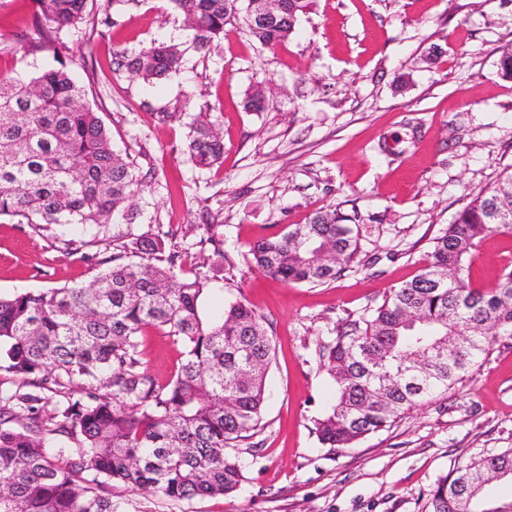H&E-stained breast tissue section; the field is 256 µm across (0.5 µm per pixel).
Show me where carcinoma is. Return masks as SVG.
I'll use <instances>...</instances> for the list:
<instances>
[{
	"mask_svg": "<svg viewBox=\"0 0 512 512\" xmlns=\"http://www.w3.org/2000/svg\"><path fill=\"white\" fill-rule=\"evenodd\" d=\"M15 39L56 65L29 78L0 79V219L18 224L96 226L138 260L112 266L75 287L0 295V512H116L112 488L159 493L177 502L231 495L246 476L225 449L261 423L275 355L263 317L231 299L218 318L205 310L211 279L182 277L178 252L165 251L156 225L139 234L130 220L146 177L114 150L99 113L66 61L62 34L90 17L89 0H35ZM184 16L189 47L210 52L228 25L263 47L285 41L313 0H284L281 22L251 20L247 0H171ZM185 51L158 43L112 51L113 73L152 83L178 70ZM244 108L262 112L266 88L247 91ZM186 152L196 167H218L224 138L211 113L189 126ZM512 211V172L479 191L434 238L421 273L382 302L316 343L336 387L314 419L321 444L349 448L392 426L407 411L469 380L494 345L512 340V266L497 286L476 288L473 255L492 232L512 235L494 215ZM357 217L336 208L250 245L252 263L285 283L327 284L360 256ZM203 242L224 256V225L205 224ZM156 329L182 347L166 382L141 359ZM80 396L71 391L74 383ZM512 481V448L485 455L437 480L430 512H512L491 496Z\"/></svg>",
	"mask_w": 512,
	"mask_h": 512,
	"instance_id": "1",
	"label": "carcinoma"
}]
</instances>
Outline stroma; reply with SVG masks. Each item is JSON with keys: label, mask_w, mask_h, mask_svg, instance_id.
Listing matches in <instances>:
<instances>
[{"label": "stroma", "mask_w": 512, "mask_h": 512, "mask_svg": "<svg viewBox=\"0 0 512 512\" xmlns=\"http://www.w3.org/2000/svg\"><path fill=\"white\" fill-rule=\"evenodd\" d=\"M116 24L66 33L72 71L112 143L152 177L138 201L139 231L162 225L182 251L183 275L208 271L228 297L262 315L275 343L263 429L236 450L246 480L235 494L172 503L115 490L117 512H428L437 480L482 455L512 448V340L498 343L464 385L406 412L351 448L322 445L313 419L333 392L314 353L317 340L415 278L435 237L480 190L512 170V78L498 60L512 45V0H315L298 30L272 49L226 27L211 54L188 50L180 70L147 84L113 73L112 51L151 42L186 44L170 0H97ZM34 0H0V79L51 64L14 41ZM280 93L264 111L245 92ZM221 123L224 163L199 169L185 154L201 110ZM357 215L362 251L331 283L284 284L248 263L254 242L305 223L321 208ZM224 224L234 263L225 288L218 257L195 242L205 217ZM96 227L85 254L68 253L65 225L39 229L0 220V293L74 286L109 254ZM512 265V236L486 238L471 265L494 288ZM181 348L149 331L142 359L166 380Z\"/></svg>", "instance_id": "obj_1"}]
</instances>
